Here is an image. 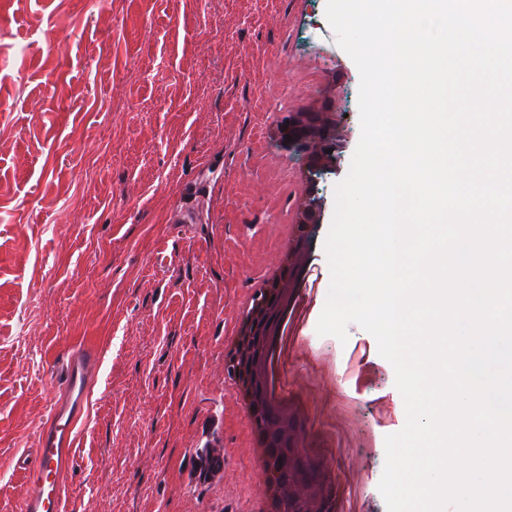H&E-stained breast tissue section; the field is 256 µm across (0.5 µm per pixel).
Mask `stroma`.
I'll use <instances>...</instances> for the list:
<instances>
[{"instance_id":"35a3bbf8","label":"stroma","mask_w":512,"mask_h":512,"mask_svg":"<svg viewBox=\"0 0 512 512\" xmlns=\"http://www.w3.org/2000/svg\"><path fill=\"white\" fill-rule=\"evenodd\" d=\"M326 0H0V512L54 392L56 348L104 362L66 482L73 512H249L257 487L225 338L300 201L262 133L316 106L359 128L360 74ZM319 254L292 323L301 395L341 477L336 512H386L384 439L406 421L356 324L321 357ZM224 416V484L190 486L202 419Z\"/></svg>"}]
</instances>
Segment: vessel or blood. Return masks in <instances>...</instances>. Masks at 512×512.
<instances>
[{
  "mask_svg": "<svg viewBox=\"0 0 512 512\" xmlns=\"http://www.w3.org/2000/svg\"><path fill=\"white\" fill-rule=\"evenodd\" d=\"M101 362L100 351L90 344L58 351L51 373L56 396L38 427L36 448L19 462L31 491L19 501L16 512H68L65 479L74 468L78 427L88 413L92 376Z\"/></svg>",
  "mask_w": 512,
  "mask_h": 512,
  "instance_id": "1",
  "label": "vessel or blood"
}]
</instances>
